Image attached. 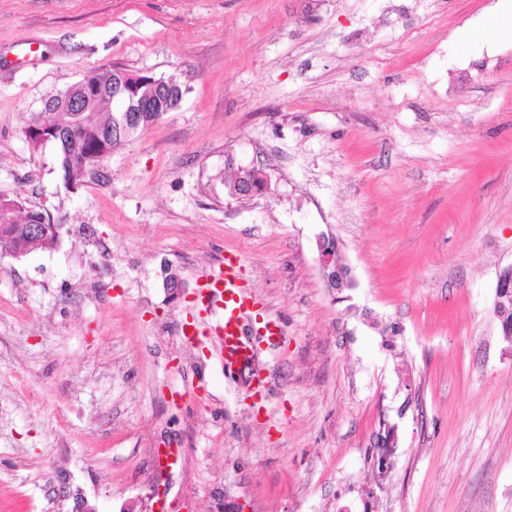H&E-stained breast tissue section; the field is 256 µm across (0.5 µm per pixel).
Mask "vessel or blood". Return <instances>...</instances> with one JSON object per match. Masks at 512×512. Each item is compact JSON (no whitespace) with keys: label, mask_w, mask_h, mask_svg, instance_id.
I'll return each instance as SVG.
<instances>
[{"label":"vessel or blood","mask_w":512,"mask_h":512,"mask_svg":"<svg viewBox=\"0 0 512 512\" xmlns=\"http://www.w3.org/2000/svg\"><path fill=\"white\" fill-rule=\"evenodd\" d=\"M243 260L228 253L217 268L199 285L197 301L205 314L204 321L185 333V341L197 336L215 337L217 357L228 373L246 372L251 388H259L261 379L255 370L257 345L248 332V323L256 312L257 301L245 282Z\"/></svg>","instance_id":"1"}]
</instances>
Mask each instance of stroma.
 <instances>
[{
	"label": "stroma",
	"mask_w": 512,
	"mask_h": 512,
	"mask_svg": "<svg viewBox=\"0 0 512 512\" xmlns=\"http://www.w3.org/2000/svg\"><path fill=\"white\" fill-rule=\"evenodd\" d=\"M113 67L182 100L66 186L24 129ZM0 193L61 226L0 260V512H512V0H0ZM228 252L284 332L256 397L180 335ZM317 246L321 272L327 288L341 291L343 288L351 286L352 282L347 276L346 266L338 255L334 240L322 237L318 240ZM496 304L498 311L501 313L498 315L502 334L507 339L512 338V324L511 321H505L503 318L506 317V301L509 299L512 301V265L503 268L497 277L496 287Z\"/></svg>",
	"instance_id": "obj_1"
}]
</instances>
